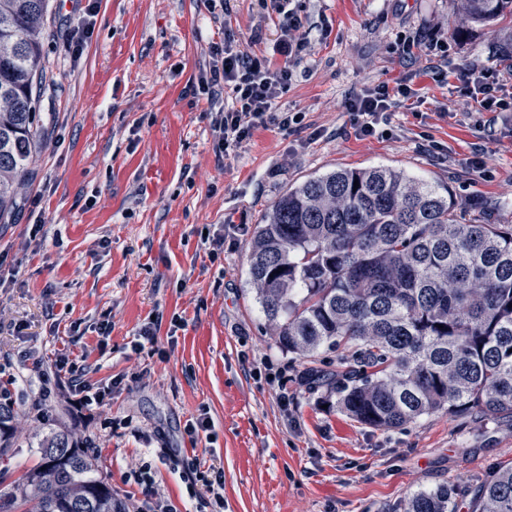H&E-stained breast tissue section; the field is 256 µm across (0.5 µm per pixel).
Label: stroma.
<instances>
[{"label":"stroma","mask_w":512,"mask_h":512,"mask_svg":"<svg viewBox=\"0 0 512 512\" xmlns=\"http://www.w3.org/2000/svg\"><path fill=\"white\" fill-rule=\"evenodd\" d=\"M310 52L278 106L307 126L255 134L246 149L215 152L211 110L193 93L211 43L232 32L240 49L271 52L278 16L262 0H49L38 100L41 145L18 207L0 224V385L22 437L52 426L91 442L100 473L128 504V480L147 463L179 512H194L185 468L224 471V512H402L414 492L480 482L512 462V424L445 414L376 430L333 407L302 379L304 363L271 336L248 282L253 229L288 186L336 168L388 166L451 188L466 221L512 224V110L464 107L454 70L512 72L499 53L512 17L460 24L455 0H300ZM89 21L75 52L71 30ZM435 34L448 64L411 60L402 43ZM412 80L388 139H358L345 100L365 86ZM484 149V172L468 165ZM223 239L218 259L212 242ZM184 321L170 332L173 315ZM163 322L141 353L130 347ZM284 369L288 399L251 366ZM74 384L113 386L79 415ZM207 409L212 446L185 426Z\"/></svg>","instance_id":"35a3bbf8"}]
</instances>
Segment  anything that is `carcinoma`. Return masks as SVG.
<instances>
[{
    "mask_svg": "<svg viewBox=\"0 0 512 512\" xmlns=\"http://www.w3.org/2000/svg\"><path fill=\"white\" fill-rule=\"evenodd\" d=\"M457 6L464 23L512 15V0ZM47 12L48 0H0V219L39 134ZM247 265L272 335L311 363L305 380L323 403L384 430L440 411L512 423V224H467L450 191L402 170L337 168L279 196ZM17 417L0 393V457ZM39 453L22 488H0V512H126L76 432L51 431ZM470 494L472 512H512V462L474 487L420 490L403 512H457Z\"/></svg>",
    "mask_w": 512,
    "mask_h": 512,
    "instance_id": "cac0c4a2",
    "label": "carcinoma"
}]
</instances>
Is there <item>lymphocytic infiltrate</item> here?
<instances>
[{
	"label": "lymphocytic infiltrate",
	"instance_id": "f902f5d3",
	"mask_svg": "<svg viewBox=\"0 0 512 512\" xmlns=\"http://www.w3.org/2000/svg\"><path fill=\"white\" fill-rule=\"evenodd\" d=\"M291 2L272 0V8L279 17L276 57H258L240 50L230 33L210 49L209 65L201 72L195 92L211 100H225L223 108L213 113L211 123L219 153H238L261 129L289 135L305 126V113L282 112L277 108L278 99L288 92L295 68L309 49L304 19ZM456 79L458 92L468 105L485 111L512 105L497 71L465 70ZM417 94V89L407 83L393 88L385 84L361 88L344 103L355 136L391 138L393 107Z\"/></svg>",
	"mask_w": 512,
	"mask_h": 512
}]
</instances>
